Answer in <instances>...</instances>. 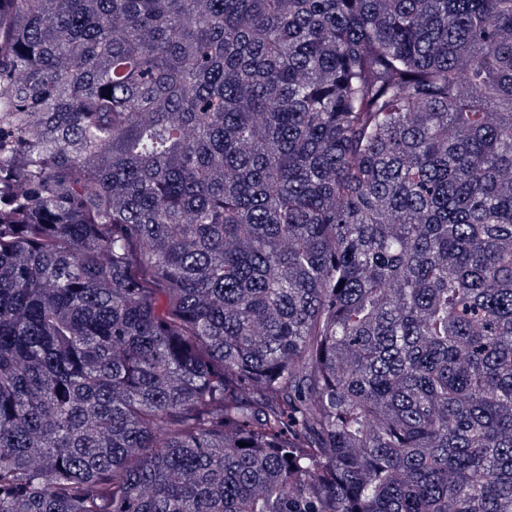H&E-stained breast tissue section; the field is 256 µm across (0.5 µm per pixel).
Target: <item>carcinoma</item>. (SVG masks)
<instances>
[{
  "mask_svg": "<svg viewBox=\"0 0 512 512\" xmlns=\"http://www.w3.org/2000/svg\"><path fill=\"white\" fill-rule=\"evenodd\" d=\"M0 512H512V0H0Z\"/></svg>",
  "mask_w": 512,
  "mask_h": 512,
  "instance_id": "cac0c4a2",
  "label": "carcinoma"
}]
</instances>
